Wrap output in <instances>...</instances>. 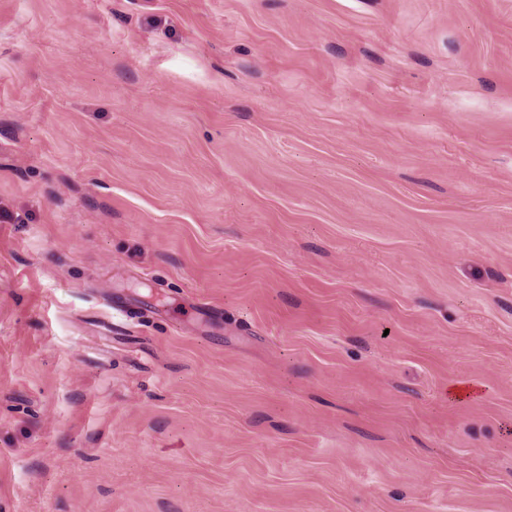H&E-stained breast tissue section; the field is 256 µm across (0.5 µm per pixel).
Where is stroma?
I'll list each match as a JSON object with an SVG mask.
<instances>
[{
	"label": "stroma",
	"mask_w": 512,
	"mask_h": 512,
	"mask_svg": "<svg viewBox=\"0 0 512 512\" xmlns=\"http://www.w3.org/2000/svg\"><path fill=\"white\" fill-rule=\"evenodd\" d=\"M0 512H512V0H0Z\"/></svg>",
	"instance_id": "obj_1"
}]
</instances>
